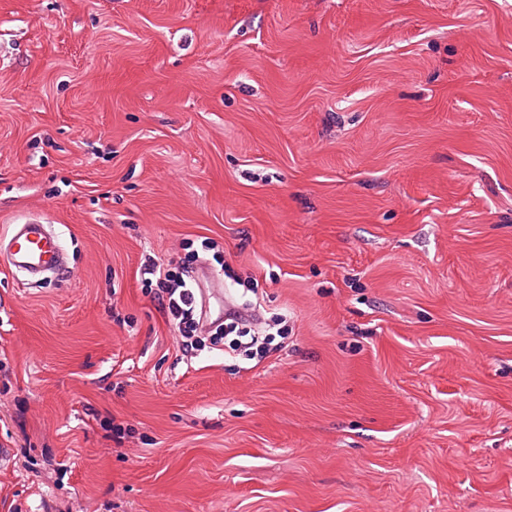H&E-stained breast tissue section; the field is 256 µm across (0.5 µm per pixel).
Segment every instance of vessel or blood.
Wrapping results in <instances>:
<instances>
[{
	"label": "vessel or blood",
	"instance_id": "vessel-or-blood-1",
	"mask_svg": "<svg viewBox=\"0 0 512 512\" xmlns=\"http://www.w3.org/2000/svg\"><path fill=\"white\" fill-rule=\"evenodd\" d=\"M11 270L36 276L47 271L61 273L66 269L65 246L58 234L43 224L40 218L30 217L13 225L8 244L0 251ZM197 287L203 312H210L211 302L223 299V289L215 285V277L209 271H201Z\"/></svg>",
	"mask_w": 512,
	"mask_h": 512
}]
</instances>
